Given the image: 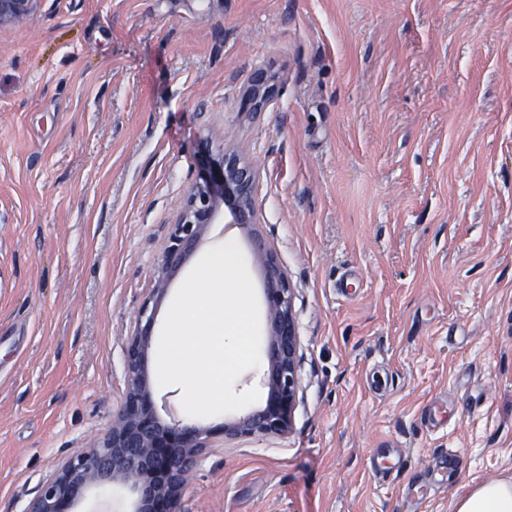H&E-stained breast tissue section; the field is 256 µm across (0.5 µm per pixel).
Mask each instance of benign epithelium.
Listing matches in <instances>:
<instances>
[{
    "label": "benign epithelium",
    "instance_id": "benign-epithelium-1",
    "mask_svg": "<svg viewBox=\"0 0 512 512\" xmlns=\"http://www.w3.org/2000/svg\"><path fill=\"white\" fill-rule=\"evenodd\" d=\"M36 0H0V25L29 15ZM275 92L272 78L255 70L243 100L246 110H256ZM259 176L238 153H213L201 146L197 179L187 195L169 236L161 273L169 274L198 247L201 230L216 223V200L224 199L229 224H256ZM256 250L265 253V301L271 314L265 406L244 417L234 428L243 436L278 434L285 430L296 395L295 356L298 337L288 276L275 248L258 236ZM155 311L146 301L126 348L127 389L121 413L112 429L89 448L64 461L44 482L27 512H74L92 486L106 488L118 479L130 483L136 494L135 512H180L181 492L192 473L198 452L211 432L184 422H166L155 408L146 385L147 349L151 344Z\"/></svg>",
    "mask_w": 512,
    "mask_h": 512
}]
</instances>
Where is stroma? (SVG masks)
Listing matches in <instances>:
<instances>
[{
  "instance_id": "35a3bbf8",
  "label": "stroma",
  "mask_w": 512,
  "mask_h": 512,
  "mask_svg": "<svg viewBox=\"0 0 512 512\" xmlns=\"http://www.w3.org/2000/svg\"><path fill=\"white\" fill-rule=\"evenodd\" d=\"M204 140L260 172L233 239L255 288L254 237L288 274L298 387L280 434L197 419L182 512H455L511 479L512 0H36L0 26V512L115 423L139 308L199 260L159 276ZM275 92L272 78L262 69L255 70L251 77L247 94L243 100L246 111L257 110L263 103L269 101ZM399 448H372L369 452L370 470L375 479H383L398 469L401 459Z\"/></svg>"
}]
</instances>
